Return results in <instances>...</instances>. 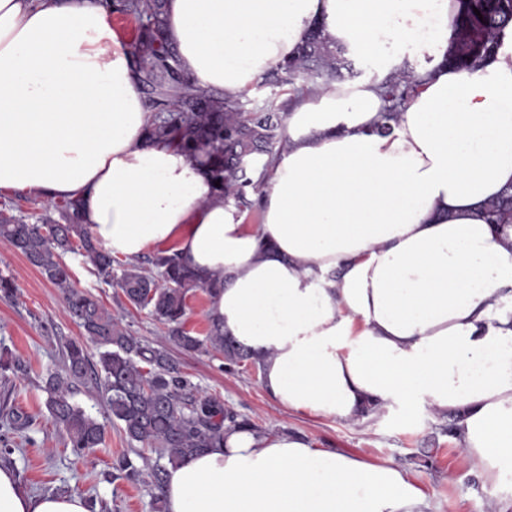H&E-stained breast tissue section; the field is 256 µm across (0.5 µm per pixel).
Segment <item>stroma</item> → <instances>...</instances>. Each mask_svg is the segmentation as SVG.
<instances>
[{"label":"stroma","instance_id":"35a3bbf8","mask_svg":"<svg viewBox=\"0 0 512 512\" xmlns=\"http://www.w3.org/2000/svg\"><path fill=\"white\" fill-rule=\"evenodd\" d=\"M69 263L76 288L96 294L113 315L139 336L159 338L162 326L145 310H121L116 291L93 274L82 256ZM0 274L11 278L15 301L0 300V350L8 349L22 369L0 393L9 392L8 408L27 413V440L12 456L19 484L34 494L82 495L94 512H153L154 487L130 485L118 477L115 461L131 455L119 426L107 429L104 448L78 457L67 435L50 417L47 395L39 388L47 370L61 364L59 340L79 335L62 293L8 243L0 241ZM180 369L208 395L248 416L260 430L286 431L306 438L315 448L354 452L371 462L394 461L409 470L430 501L431 512H491V492L480 472L462 455L450 433L453 418L419 410L409 417L366 415L356 423L317 419L280 405L248 367L227 372L206 354L178 355Z\"/></svg>","mask_w":512,"mask_h":512}]
</instances>
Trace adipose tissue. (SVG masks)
I'll return each mask as SVG.
<instances>
[{
	"mask_svg": "<svg viewBox=\"0 0 512 512\" xmlns=\"http://www.w3.org/2000/svg\"><path fill=\"white\" fill-rule=\"evenodd\" d=\"M167 38L195 85L237 98L312 30L422 81L397 123L375 81L297 96L267 170L261 221L199 161L148 142L151 114L99 0H0V193L75 200L115 256L175 244L218 275L207 315L259 358L290 410L457 418L493 491L512 485V226L480 214L512 186V32L472 69L444 64L452 0H166ZM429 29L420 38L421 29ZM168 512H428L409 471L236 430L171 466ZM0 512H91L0 468Z\"/></svg>",
	"mask_w": 512,
	"mask_h": 512,
	"instance_id": "obj_1",
	"label": "adipose tissue"
}]
</instances>
